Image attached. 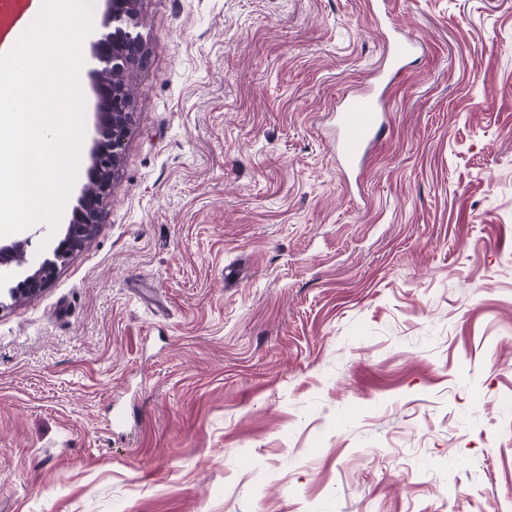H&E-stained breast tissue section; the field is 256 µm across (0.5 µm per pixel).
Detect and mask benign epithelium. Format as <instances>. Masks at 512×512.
<instances>
[{"instance_id": "7a95c632", "label": "benign epithelium", "mask_w": 512, "mask_h": 512, "mask_svg": "<svg viewBox=\"0 0 512 512\" xmlns=\"http://www.w3.org/2000/svg\"><path fill=\"white\" fill-rule=\"evenodd\" d=\"M138 0H108L102 23L103 32L94 43V57L102 64L98 70V108L95 145L87 167L89 187L82 191L78 205L72 211L63 239L52 257L23 280L0 291V297L14 299L33 296L50 281L58 264L72 251L81 247L95 232L102 218V205L110 187L112 171L124 150L127 135L134 120L130 98L124 89L105 79L107 74L126 75L144 61L143 41L138 32ZM25 244L0 247V266L24 262Z\"/></svg>"}]
</instances>
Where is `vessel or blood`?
<instances>
[{"instance_id": "obj_1", "label": "vessel or blood", "mask_w": 512, "mask_h": 512, "mask_svg": "<svg viewBox=\"0 0 512 512\" xmlns=\"http://www.w3.org/2000/svg\"><path fill=\"white\" fill-rule=\"evenodd\" d=\"M417 42L403 35L388 39L384 45L377 78H391L401 70V63L411 56ZM385 104L382 98L369 93L348 95L336 112V154L344 172H360L368 151L383 127Z\"/></svg>"}]
</instances>
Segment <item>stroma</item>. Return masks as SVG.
<instances>
[{"label":"stroma","instance_id":"1","mask_svg":"<svg viewBox=\"0 0 512 512\" xmlns=\"http://www.w3.org/2000/svg\"><path fill=\"white\" fill-rule=\"evenodd\" d=\"M137 9L103 219L0 309V512H512V0ZM417 48V41L410 35L393 37L384 44L382 61L374 75L379 79L392 78L401 70V63L411 56ZM385 103L370 93L346 95L336 111V155L344 172L360 173L383 128Z\"/></svg>","mask_w":512,"mask_h":512}]
</instances>
